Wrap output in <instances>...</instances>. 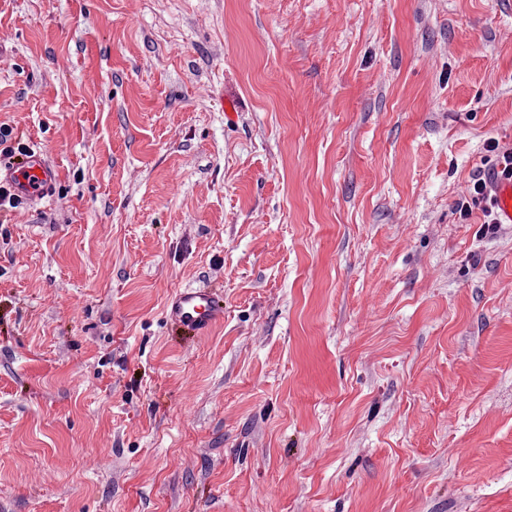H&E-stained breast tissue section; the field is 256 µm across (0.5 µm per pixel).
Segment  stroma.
Wrapping results in <instances>:
<instances>
[{
    "label": "stroma",
    "mask_w": 512,
    "mask_h": 512,
    "mask_svg": "<svg viewBox=\"0 0 512 512\" xmlns=\"http://www.w3.org/2000/svg\"><path fill=\"white\" fill-rule=\"evenodd\" d=\"M1 32L58 195L0 214V512H512V229L455 210L512 147V0H0ZM223 313L224 307L213 289H184L171 299L166 310L171 322L194 336H203Z\"/></svg>",
    "instance_id": "obj_1"
}]
</instances>
